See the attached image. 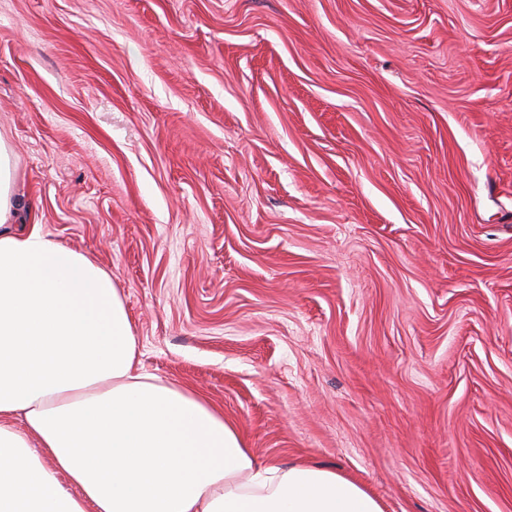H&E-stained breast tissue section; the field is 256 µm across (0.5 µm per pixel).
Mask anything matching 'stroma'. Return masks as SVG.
<instances>
[{
	"instance_id": "35a3bbf8",
	"label": "stroma",
	"mask_w": 512,
	"mask_h": 512,
	"mask_svg": "<svg viewBox=\"0 0 512 512\" xmlns=\"http://www.w3.org/2000/svg\"><path fill=\"white\" fill-rule=\"evenodd\" d=\"M0 138L259 456L512 512V0H0Z\"/></svg>"
}]
</instances>
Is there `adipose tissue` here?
Returning a JSON list of instances; mask_svg holds the SVG:
<instances>
[{
    "label": "adipose tissue",
    "mask_w": 512,
    "mask_h": 512,
    "mask_svg": "<svg viewBox=\"0 0 512 512\" xmlns=\"http://www.w3.org/2000/svg\"><path fill=\"white\" fill-rule=\"evenodd\" d=\"M0 140V512H382L332 466L260 460L222 412L143 371L110 272L12 231Z\"/></svg>",
    "instance_id": "ef3b65f1"
}]
</instances>
